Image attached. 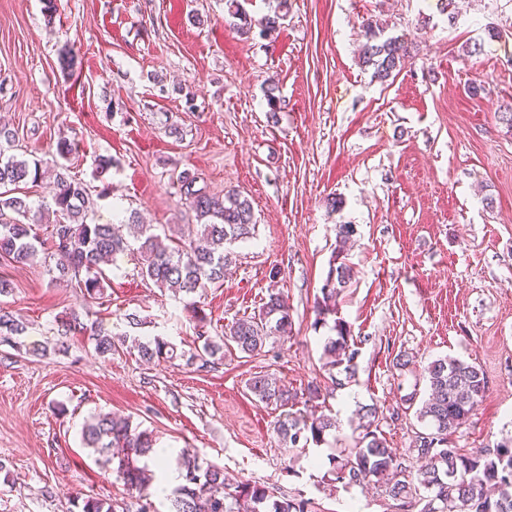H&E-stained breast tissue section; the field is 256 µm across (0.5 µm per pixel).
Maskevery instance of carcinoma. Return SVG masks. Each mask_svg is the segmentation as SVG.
Wrapping results in <instances>:
<instances>
[{
  "mask_svg": "<svg viewBox=\"0 0 512 512\" xmlns=\"http://www.w3.org/2000/svg\"><path fill=\"white\" fill-rule=\"evenodd\" d=\"M228 13L235 26L251 30L252 21L239 4L227 0ZM366 42L362 64L373 67V77L380 81L394 78L410 54V46L402 37H383L378 24H364ZM72 145L61 142L56 189L52 197L55 220L50 224L51 246L46 257L56 259L58 278L69 281L83 297L96 303L106 302L109 279L100 264L110 255L130 252L139 256L140 274L157 288L190 298L186 308L204 321L203 308L197 298L210 286L224 283L226 245L251 238L255 232L250 201L229 190L224 196L210 195L195 188L196 177L179 176L180 194L193 210L197 220L195 235L175 238L161 225L140 224L129 216L127 234L112 224L86 222V185L68 174L62 164L71 154ZM42 175V162L9 157L0 161V259L10 263H26L44 247V241L33 225L23 221L30 212L27 202L12 195L10 187L36 182ZM354 224L336 225V248L329 269L316 297V324L333 317L337 336L324 346L325 362L331 383L342 385L336 374L352 378L357 371L358 347L353 342L349 324L336 317L339 297L351 280V268L345 262V244L354 235ZM89 332L97 353L110 357L121 350L112 333L100 323L90 326L72 313L61 322V335ZM292 331L290 307L282 292L267 289L259 310L236 319L216 336H197L199 344L182 353L186 362L197 360L207 364L224 351H237L246 358L259 355L267 344L288 336ZM28 325L8 309L0 308V344L17 346L27 335ZM129 350L140 359L152 363L177 357L176 347L161 337L143 342L133 338ZM430 394L416 409V418L425 423L415 433L408 455H397L382 434L374 428L377 408L362 407V436L352 448H343L332 457L329 481L349 489L375 478L382 493L400 506H413L418 512H512V437L492 448L470 454L452 444L450 436L473 413L481 402L487 380L477 366L460 359L444 357L431 362L427 369ZM247 388L258 402L281 410L277 431L290 448L321 445L335 420L325 414L304 416L293 412L298 404L297 392L264 375H255ZM82 444L98 455L99 461L123 481L125 487L138 493V512H153L151 497L156 472L141 460L153 451V432L133 424L129 417L94 413L81 431ZM425 461L412 470L411 460ZM182 483L174 490L169 512H316L314 502L302 496H276L262 485L242 482L227 484L223 470L216 464L201 469L198 456L185 448L176 458Z\"/></svg>",
  "mask_w": 512,
  "mask_h": 512,
  "instance_id": "carcinoma-1",
  "label": "carcinoma"
}]
</instances>
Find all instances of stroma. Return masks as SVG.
<instances>
[{
  "instance_id": "35a3bbf8",
  "label": "stroma",
  "mask_w": 512,
  "mask_h": 512,
  "mask_svg": "<svg viewBox=\"0 0 512 512\" xmlns=\"http://www.w3.org/2000/svg\"><path fill=\"white\" fill-rule=\"evenodd\" d=\"M240 2L252 19L246 34L230 26L225 0H54L51 14L45 0H0V126L14 135L6 154L46 159L58 141L75 144L69 174L88 186L93 223L120 211L194 223L179 194L184 172L209 192L238 190L257 220L223 285L206 290L203 324L143 280L133 254L106 265L107 306L59 284L43 259L0 264L13 287L0 305L29 325L22 349L0 345V512H78L90 495L137 512L81 443L84 420L100 410L153 430L169 453L192 449L229 478L312 499L318 512H403L378 486L329 484L330 458L352 446L358 411L372 404L390 448L406 454L423 424L411 411L388 417L408 394L425 397L416 373L444 356L488 381L452 435L457 447L470 453L512 435V131L498 119L512 103V0H456L453 23L440 0ZM275 14L279 27L265 32ZM369 18L413 44L384 84L359 63ZM474 43L482 54L465 56ZM66 47L70 70L59 63ZM274 82L285 105L273 119L265 91ZM474 82L483 86L475 96ZM173 125L181 138L169 136ZM101 155L112 166L99 175ZM330 196L341 210L327 207ZM339 224L357 228L339 313L361 341L358 372L302 406L336 427L325 444L295 450L274 429L278 412L246 383L258 373L297 390L323 381L333 330L316 324L314 299ZM273 285L288 297L292 332L256 358L228 352L204 367L105 359L86 336L58 334L62 316L85 312L112 333L186 350L199 332L257 311ZM35 344L48 353L29 354ZM401 351L416 372L392 368Z\"/></svg>"
}]
</instances>
